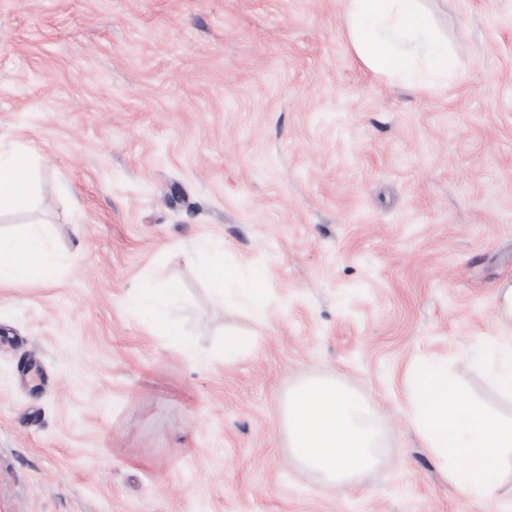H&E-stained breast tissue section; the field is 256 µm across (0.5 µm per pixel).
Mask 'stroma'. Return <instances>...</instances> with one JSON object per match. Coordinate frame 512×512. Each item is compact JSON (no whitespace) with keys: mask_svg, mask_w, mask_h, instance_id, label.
I'll list each match as a JSON object with an SVG mask.
<instances>
[{"mask_svg":"<svg viewBox=\"0 0 512 512\" xmlns=\"http://www.w3.org/2000/svg\"><path fill=\"white\" fill-rule=\"evenodd\" d=\"M422 5L456 67L412 91L342 0H0V151L36 189L0 236L58 257L0 287V512H512V468L491 498L449 479L405 377L443 365L512 419V0ZM172 285L179 342L128 302ZM311 379L381 433L342 488L282 427ZM197 275L205 281L214 284L218 291V297L224 295V280L233 279L235 272L224 267V258L214 255L206 261H201L196 265Z\"/></svg>","mask_w":512,"mask_h":512,"instance_id":"obj_1","label":"stroma"}]
</instances>
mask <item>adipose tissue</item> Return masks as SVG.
<instances>
[{
    "label": "adipose tissue",
    "instance_id": "adipose-tissue-1",
    "mask_svg": "<svg viewBox=\"0 0 512 512\" xmlns=\"http://www.w3.org/2000/svg\"><path fill=\"white\" fill-rule=\"evenodd\" d=\"M345 25L357 58L374 72L407 80L447 82L455 63L420 0H346ZM32 201L26 155L0 157V212ZM57 256L36 229L0 239V284L26 279L33 268L51 271ZM409 417L449 478L467 493L493 495L512 456V420L469 399L431 365L412 366ZM295 458L326 482L344 487L378 462L380 433L348 388L327 380L297 386L283 406Z\"/></svg>",
    "mask_w": 512,
    "mask_h": 512
}]
</instances>
